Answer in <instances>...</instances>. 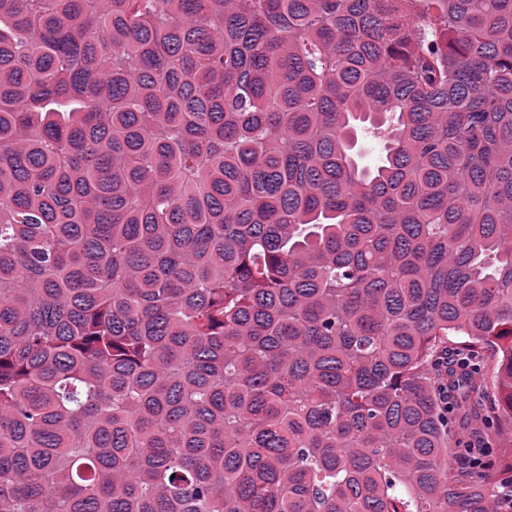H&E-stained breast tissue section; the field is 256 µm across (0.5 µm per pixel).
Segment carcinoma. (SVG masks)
<instances>
[{
  "instance_id": "1",
  "label": "carcinoma",
  "mask_w": 512,
  "mask_h": 512,
  "mask_svg": "<svg viewBox=\"0 0 512 512\" xmlns=\"http://www.w3.org/2000/svg\"><path fill=\"white\" fill-rule=\"evenodd\" d=\"M506 499L512 0H0V512Z\"/></svg>"
}]
</instances>
